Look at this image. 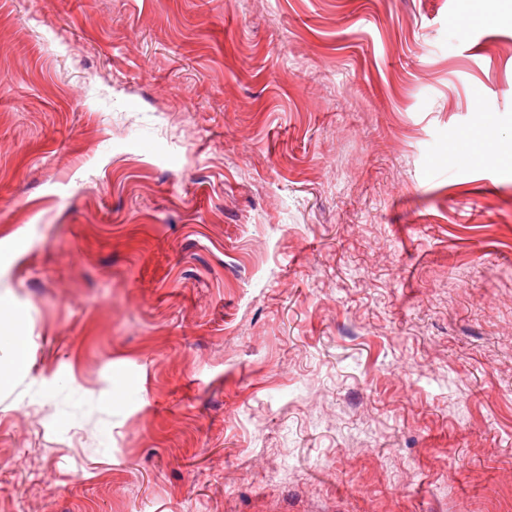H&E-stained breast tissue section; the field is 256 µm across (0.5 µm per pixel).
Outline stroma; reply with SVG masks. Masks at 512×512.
Instances as JSON below:
<instances>
[{"label": "stroma", "instance_id": "obj_1", "mask_svg": "<svg viewBox=\"0 0 512 512\" xmlns=\"http://www.w3.org/2000/svg\"><path fill=\"white\" fill-rule=\"evenodd\" d=\"M506 168L512 0H0V512H512ZM0 340L10 347V360L6 366L0 365L1 374H11L26 367L29 352L25 336V325L22 315L12 309L0 307Z\"/></svg>", "mask_w": 512, "mask_h": 512}]
</instances>
